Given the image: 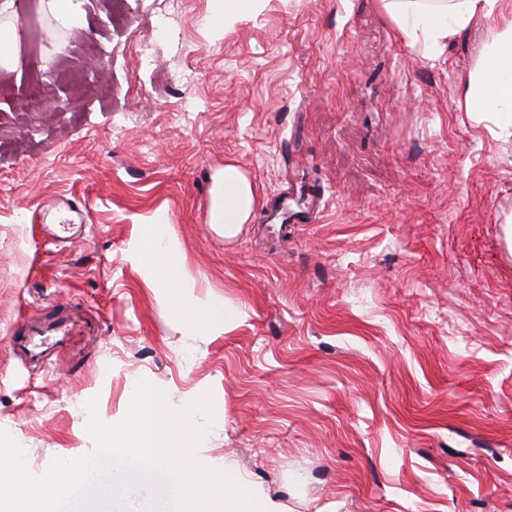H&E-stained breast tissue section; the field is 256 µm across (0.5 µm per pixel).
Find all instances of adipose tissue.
Instances as JSON below:
<instances>
[{"mask_svg": "<svg viewBox=\"0 0 512 512\" xmlns=\"http://www.w3.org/2000/svg\"><path fill=\"white\" fill-rule=\"evenodd\" d=\"M401 37L422 44L428 57H439L449 38L485 25L493 40L480 67L460 87L458 109L468 115H489L499 133L512 137V9L505 0H379ZM220 187L221 205L214 223L228 238L236 237L247 221L255 191L238 166L225 164ZM129 257L164 288L171 315L197 335L223 333L237 318L224 302L204 301L193 293L195 283L185 276V255L170 234L168 219L151 217L141 237L129 246Z\"/></svg>", "mask_w": 512, "mask_h": 512, "instance_id": "1", "label": "adipose tissue"}]
</instances>
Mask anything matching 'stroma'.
Here are the masks:
<instances>
[{"label": "stroma", "instance_id": "stroma-1", "mask_svg": "<svg viewBox=\"0 0 512 512\" xmlns=\"http://www.w3.org/2000/svg\"><path fill=\"white\" fill-rule=\"evenodd\" d=\"M12 0L0 58V429L33 473L89 453L84 405L125 415L135 381L223 416L197 456L286 512H512V137L457 108L491 34L438 59L378 0ZM255 189L212 224L225 163ZM65 243L41 224L75 220ZM165 214L196 295L242 316L176 322L128 245ZM86 337L79 376L9 335L49 306ZM259 0H225L224 12L217 13L211 19V25L220 31H224L227 22L234 18L252 15L258 7Z\"/></svg>", "mask_w": 512, "mask_h": 512}]
</instances>
